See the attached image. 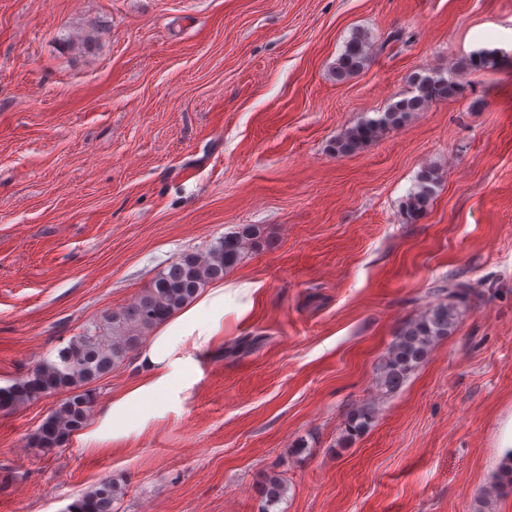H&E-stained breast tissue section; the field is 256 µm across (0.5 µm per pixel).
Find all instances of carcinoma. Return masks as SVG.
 Wrapping results in <instances>:
<instances>
[{"label": "carcinoma", "instance_id": "1", "mask_svg": "<svg viewBox=\"0 0 512 512\" xmlns=\"http://www.w3.org/2000/svg\"><path fill=\"white\" fill-rule=\"evenodd\" d=\"M372 57L368 37L356 33L336 58L339 79L362 71ZM463 86L440 75L417 73L412 78L410 95L391 102L379 116L366 119L339 136L333 144L338 155L356 152L378 137L381 130L402 126L414 112L435 100L463 94ZM438 181L432 168L423 170L414 188L402 202L406 219L416 221L427 210ZM262 246L261 229L256 224H241L227 232L204 254L186 252L158 271L146 288L129 305L102 316L70 338L54 359L38 363L25 377L0 387V413H11L21 406L49 395L62 394L58 406L30 437L32 447L50 453L67 446L72 436L85 425L95 402L92 384L122 364L127 355L138 348L156 326L190 304L209 285L224 280V275L246 259L249 249ZM448 293V301L429 308L419 317L405 323L397 334L385 362L380 367V386L397 390L428 354L433 342L448 335L458 322L456 301L474 294L471 284L456 279L440 287ZM373 419L369 407L355 410L348 422L353 436L366 429ZM492 490L512 491V453L500 463ZM286 492L283 478L272 474L266 478L263 494L266 506L277 505ZM122 496L117 479L107 477L71 502L66 512H118L116 503Z\"/></svg>", "mask_w": 512, "mask_h": 512}]
</instances>
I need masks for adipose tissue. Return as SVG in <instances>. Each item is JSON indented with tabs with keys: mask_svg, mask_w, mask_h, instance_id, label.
<instances>
[{
	"mask_svg": "<svg viewBox=\"0 0 512 512\" xmlns=\"http://www.w3.org/2000/svg\"><path fill=\"white\" fill-rule=\"evenodd\" d=\"M223 341L224 291L212 288L158 327L139 352L135 384L110 399L82 442L97 446L128 436L129 419L147 424L197 382L201 358Z\"/></svg>",
	"mask_w": 512,
	"mask_h": 512,
	"instance_id": "adipose-tissue-1",
	"label": "adipose tissue"
}]
</instances>
